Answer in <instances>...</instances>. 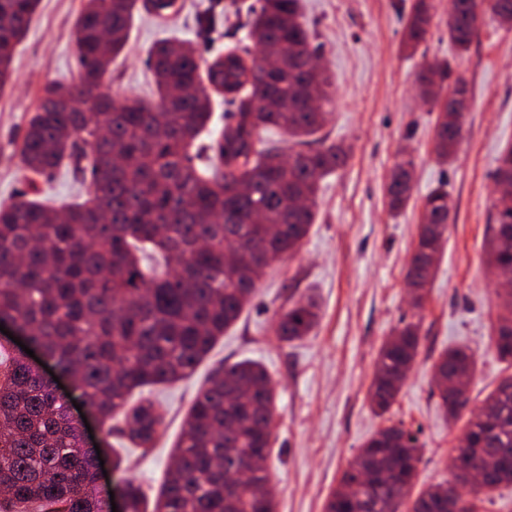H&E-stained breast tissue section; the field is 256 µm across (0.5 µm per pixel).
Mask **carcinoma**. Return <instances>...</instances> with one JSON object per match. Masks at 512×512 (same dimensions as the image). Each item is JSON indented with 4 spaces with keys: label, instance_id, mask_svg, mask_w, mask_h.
<instances>
[{
    "label": "carcinoma",
    "instance_id": "1",
    "mask_svg": "<svg viewBox=\"0 0 512 512\" xmlns=\"http://www.w3.org/2000/svg\"><path fill=\"white\" fill-rule=\"evenodd\" d=\"M40 0H0V90L9 82L17 45ZM247 43L200 71V57L180 42L156 44L146 63L158 101H115L103 91L112 55L125 46L136 0H84L74 25L79 80L42 89L19 148L25 170L48 176L63 158L89 182L91 197L62 212L18 198L0 206V322L10 320L28 345L78 390L88 410L112 431L121 414L128 440L152 445L163 425L154 405L129 406L136 389L190 376L239 318L275 262L300 249L313 224L320 180L345 163V150L319 133L331 103L300 0H257ZM483 0H455L448 40L459 54L473 42ZM433 0H415L404 45L427 40ZM416 75L420 97L439 112L433 142L446 163L462 136L455 99L468 96L461 77L448 88ZM232 108V121L206 144L189 147L209 118L206 87ZM282 130L290 160L261 134ZM412 161L393 170L390 210L410 199ZM512 177V146L498 158L495 181ZM304 200L307 207H296ZM453 209L448 191L423 198L405 282L421 306L434 275ZM488 261L512 278V189L495 196ZM491 344L512 363V292L497 294ZM310 297L292 301L277 319L290 344L318 321ZM420 326L396 329L380 348L369 386L373 408L389 411L411 371ZM473 353L449 350L433 365L447 381L439 406L453 420L470 400ZM276 395L266 370L240 360L212 374L190 406L173 465L154 512H275L268 466ZM465 441L452 449V479L411 499L422 446L401 425L379 429L344 471L326 512H470L482 494L512 484V376L503 378L469 416ZM81 423L56 394L51 377L0 344V512H108L96 489L94 449L83 447ZM345 488L358 493L348 495ZM126 512H146L141 486L121 488Z\"/></svg>",
    "mask_w": 512,
    "mask_h": 512
}]
</instances>
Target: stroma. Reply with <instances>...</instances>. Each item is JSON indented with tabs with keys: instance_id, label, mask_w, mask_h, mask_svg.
Returning <instances> with one entry per match:
<instances>
[{
	"instance_id": "stroma-1",
	"label": "stroma",
	"mask_w": 512,
	"mask_h": 512,
	"mask_svg": "<svg viewBox=\"0 0 512 512\" xmlns=\"http://www.w3.org/2000/svg\"><path fill=\"white\" fill-rule=\"evenodd\" d=\"M248 0H182L178 15L135 12L125 49L113 59L115 100L155 101L148 50L164 38L195 47L202 65L245 36L237 11ZM304 21L332 81L333 100L322 130L341 144L347 161L325 177L315 221L298 253L268 269L239 320L225 332L190 377L144 389L159 403L165 426L149 449H133L122 469L108 473L101 496L128 479L155 497L171 451L198 389L220 366L244 358L259 361L278 393L269 471L276 512H325V505L360 448L380 428L403 424L423 447L416 488L450 479L449 454L462 424L438 405L432 367L454 347L477 360L470 405L479 407L499 381L512 375L489 344L498 313L496 281L486 258L497 160L512 145V26L483 13L471 49L459 67L472 103L452 162L433 154L436 113L419 98L415 76L423 62L455 55L448 41V0H434L430 35L417 53L402 47L404 20L413 0H301ZM82 0H41L26 38L17 48L9 84L0 91V205L28 192L59 209L85 201L89 188L68 165L51 179L29 180L19 147L42 87L78 81L73 27ZM213 24L202 29L199 14ZM413 161L412 194L391 213L387 184L397 163ZM445 186L454 207L447 239L422 308H414L404 283L424 196ZM311 294L320 319L309 336L278 341L276 316L292 299ZM420 326L412 371L390 410L376 416L368 389L381 345L395 328Z\"/></svg>"
}]
</instances>
